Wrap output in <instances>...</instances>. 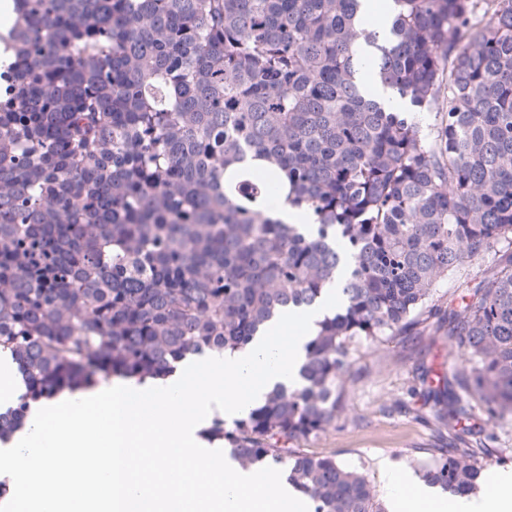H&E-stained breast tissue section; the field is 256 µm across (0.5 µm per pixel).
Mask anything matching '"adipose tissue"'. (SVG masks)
<instances>
[{"label":"adipose tissue","instance_id":"ef3b65f1","mask_svg":"<svg viewBox=\"0 0 512 512\" xmlns=\"http://www.w3.org/2000/svg\"><path fill=\"white\" fill-rule=\"evenodd\" d=\"M384 478L391 512H512V475L506 473L494 475L477 497H451L389 468Z\"/></svg>","mask_w":512,"mask_h":512}]
</instances>
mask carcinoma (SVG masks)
<instances>
[{"instance_id": "carcinoma-1", "label": "carcinoma", "mask_w": 512, "mask_h": 512, "mask_svg": "<svg viewBox=\"0 0 512 512\" xmlns=\"http://www.w3.org/2000/svg\"><path fill=\"white\" fill-rule=\"evenodd\" d=\"M362 2L13 0L0 356L25 393L0 430L32 402L242 351L335 288L299 381L205 437L285 466L312 512H386L365 473L294 444L336 427L354 354L441 334L448 373L418 379L448 446L423 477L453 495L487 478L496 449L458 425L512 413V0H391L373 30ZM449 277L467 294L444 309Z\"/></svg>"}]
</instances>
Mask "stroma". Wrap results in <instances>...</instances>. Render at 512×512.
Instances as JSON below:
<instances>
[{
  "instance_id": "obj_1",
  "label": "stroma",
  "mask_w": 512,
  "mask_h": 512,
  "mask_svg": "<svg viewBox=\"0 0 512 512\" xmlns=\"http://www.w3.org/2000/svg\"><path fill=\"white\" fill-rule=\"evenodd\" d=\"M450 362L448 343L441 336L408 343L395 340L377 351L357 355V381L347 397L344 416L320 439L301 442V449L335 455L347 468L367 472L379 493L384 490L382 463L418 474V459L427 449L441 447L442 442L422 399L410 393L418 384L415 369L425 365L440 375L447 372ZM396 399L406 404L405 412L389 411V404Z\"/></svg>"
}]
</instances>
